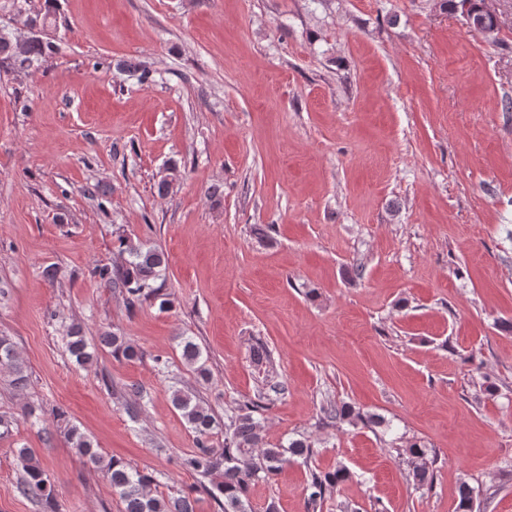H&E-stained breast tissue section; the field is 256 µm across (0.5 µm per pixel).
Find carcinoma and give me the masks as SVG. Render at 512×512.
<instances>
[{
    "mask_svg": "<svg viewBox=\"0 0 512 512\" xmlns=\"http://www.w3.org/2000/svg\"><path fill=\"white\" fill-rule=\"evenodd\" d=\"M453 2L454 0H443V5ZM480 2L481 0H459L454 3L466 11L476 30L490 36L495 33L496 28L491 18L481 12ZM56 10L57 0H43L39 9L30 12V16L39 22L41 32L26 40L20 49L17 48V40L1 29L0 63L28 71L39 68L47 58L54 55L58 47L46 37V30L55 25ZM122 68L139 74V81L142 83L153 82L154 71L144 61L124 63ZM120 244L122 253L126 254L124 265L94 267L91 275L114 288L122 289L131 307L144 299L158 297L161 298L160 306L168 304V300L161 297L163 285L157 283L161 272L166 268L163 251L140 241L122 239ZM100 344L111 348L112 353L127 360L140 359L143 356L139 348L116 331L103 332ZM178 345L184 365L198 378L207 379V358L194 337L182 334L178 336ZM64 348L82 367L91 366L96 360V351L91 349L82 327L78 324L67 327ZM0 371L8 373L14 385L26 384L25 366L7 336H0ZM126 393L129 396L126 400L127 413L135 421L145 405L147 395L134 386L127 388ZM172 404L194 434L195 441V449L180 459V467L202 479L208 478L218 469L223 470L222 480L210 492L218 505V512H251L250 497L256 485L273 480L288 462V458H301L306 463L313 455V448L305 438L293 439L285 445H271L265 441L261 425L254 417L263 408L259 399L237 403L224 409V448L220 450L214 448L210 442L217 419L205 403L189 391L175 389L172 392ZM322 413L324 419L338 423H378L375 415L364 414L347 403L329 402L322 406ZM68 437L72 447L86 459L87 465L105 473L112 488L119 494L122 512H195L194 501L188 496L165 497L153 494L152 475L131 467L119 458L103 455L93 441L77 427L68 429ZM405 451L413 465L414 482L420 487L431 484L435 460L428 458L426 449L415 442L405 448ZM17 457L24 471L21 492L37 497L49 506L50 512H59L54 486L32 449H18ZM349 477L350 473L343 465L332 471L311 473L307 487L306 512H318L324 500Z\"/></svg>",
    "mask_w": 512,
    "mask_h": 512,
    "instance_id": "1",
    "label": "carcinoma"
}]
</instances>
